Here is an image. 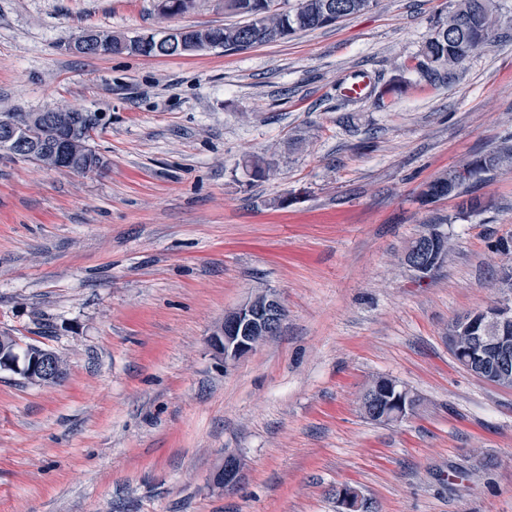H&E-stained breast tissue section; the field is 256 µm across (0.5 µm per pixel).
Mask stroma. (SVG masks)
<instances>
[{
    "label": "stroma",
    "mask_w": 512,
    "mask_h": 512,
    "mask_svg": "<svg viewBox=\"0 0 512 512\" xmlns=\"http://www.w3.org/2000/svg\"><path fill=\"white\" fill-rule=\"evenodd\" d=\"M450 0H378L247 50L87 57L81 27L158 30L154 0H0V107L108 116L101 173L0 158V334L67 369L34 385L0 371V512H512V391L463 371L448 324L496 300L512 268V169L489 200L420 193L512 142V0L494 45L422 64ZM372 78L367 97L343 86ZM401 90L383 95L390 80ZM248 154L274 155L252 180ZM448 260L402 262L425 232ZM288 315L240 360L207 339L256 290ZM389 376L421 398L383 425L358 396ZM246 475L214 484L225 453ZM336 501L339 506L338 512H363L365 510V500L353 487H342L337 490Z\"/></svg>",
    "instance_id": "1"
}]
</instances>
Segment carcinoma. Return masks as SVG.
Listing matches in <instances>:
<instances>
[{"label":"carcinoma","instance_id":"1","mask_svg":"<svg viewBox=\"0 0 512 512\" xmlns=\"http://www.w3.org/2000/svg\"><path fill=\"white\" fill-rule=\"evenodd\" d=\"M375 0H296V4L279 10L277 0H224V11L244 18V22L224 26L186 27L188 39L205 35L221 41L224 50H243L256 45L288 39L299 32L315 30L330 25L324 18L322 6L326 3L336 8V19L362 13L373 6ZM499 18L496 0H455V6L433 22L432 32L426 39L423 57L431 64L452 67L462 63L471 54L485 49L497 39ZM96 35L98 48L86 52L88 56L118 55L122 53L152 57L172 55L166 42L152 39L147 45H132L120 49L123 35L108 29L90 28ZM36 165L48 171H66L87 174L106 167L101 155L84 152L81 142L70 144L66 156L49 163L41 160ZM512 165V145L503 144L486 153L477 154L457 168L448 171L427 184L423 196L440 200L458 197L464 189L497 170ZM249 175L254 179L268 177L274 172L276 162L264 155H251L244 161ZM487 203L480 197H470L458 205L461 218L485 210Z\"/></svg>","mask_w":512,"mask_h":512}]
</instances>
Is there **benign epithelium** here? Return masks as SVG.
I'll use <instances>...</instances> for the list:
<instances>
[{"label":"benign epithelium","instance_id":"7a95c632","mask_svg":"<svg viewBox=\"0 0 512 512\" xmlns=\"http://www.w3.org/2000/svg\"><path fill=\"white\" fill-rule=\"evenodd\" d=\"M166 37L173 46L184 53H191L201 45L184 39L178 30H169ZM52 124L68 135V139L50 142L34 131L28 137L35 150L50 161L62 155L67 140L80 133L94 135L103 115L92 122H84L74 114L59 110L51 114ZM403 263L419 278H425L441 263L436 259L430 264L423 261L418 251H408ZM285 308L280 298L267 291L256 293L224 316L222 323L209 337L208 346L224 362L236 361L259 347L274 335L283 323ZM448 349L452 355H464L462 367L479 381L512 391V303L509 298L498 300L487 307L457 316L448 324ZM24 375L35 384L58 382L63 377L61 357L53 350L32 345L25 354L14 349L0 348V371ZM382 393L381 384L369 383L360 397V407L371 418L383 423H399L413 414V397L405 386L394 397V406L383 410L378 406ZM244 463L240 456L227 454L217 470L219 486L226 490L238 487L243 477ZM338 512H364L365 500L357 489L342 487L336 491Z\"/></svg>","mask_w":512,"mask_h":512}]
</instances>
